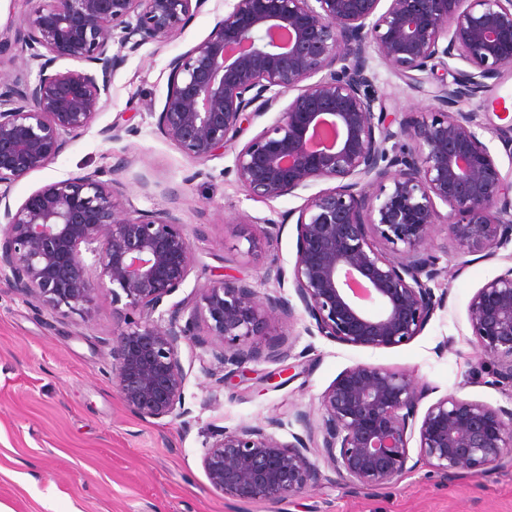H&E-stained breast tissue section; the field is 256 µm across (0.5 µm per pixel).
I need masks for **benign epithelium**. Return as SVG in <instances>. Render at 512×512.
I'll list each match as a JSON object with an SVG mask.
<instances>
[{"label":"benign epithelium","instance_id":"7a95c632","mask_svg":"<svg viewBox=\"0 0 512 512\" xmlns=\"http://www.w3.org/2000/svg\"><path fill=\"white\" fill-rule=\"evenodd\" d=\"M14 37L35 82H0V282L36 303L77 309L111 296L112 383L143 418L178 420L187 372L181 343L204 323L219 382L253 361L270 318H291L278 292L243 279L211 280L163 308L196 264L173 209L129 210L124 159L106 172L48 183L14 207L10 185L53 163L109 101L123 56L166 42L208 0H28ZM233 0L207 37L169 63L156 127L190 160L235 149L246 195L275 200L330 182L298 210L293 285L322 336L391 348L418 336L442 300L429 283L446 275L426 247L444 222L459 249L486 259L512 242V181L460 103L512 66V0ZM408 84L436 65L453 77L431 117L375 110L369 52ZM60 60L75 67L55 69ZM458 60L464 67H452ZM275 121L237 142L287 92ZM377 186L371 194L367 188ZM449 207L443 216L437 203ZM382 242L397 251L390 255ZM468 320L482 354L512 381V268L472 296ZM286 347L268 353L287 374ZM424 395L411 375L381 366L347 369L321 396L322 439L312 430L279 442L265 424L215 427L202 456L211 485L238 501L299 496L320 482L322 457L358 486L393 483L409 442L436 471L480 473L512 460V411L448 394L421 423Z\"/></svg>","mask_w":512,"mask_h":512}]
</instances>
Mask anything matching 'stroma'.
Instances as JSON below:
<instances>
[{
	"label": "stroma",
	"mask_w": 512,
	"mask_h": 512,
	"mask_svg": "<svg viewBox=\"0 0 512 512\" xmlns=\"http://www.w3.org/2000/svg\"><path fill=\"white\" fill-rule=\"evenodd\" d=\"M224 14V0H209L202 13L166 44L149 41L126 53L112 75L110 101L91 126L48 167L31 172L10 190L21 204L42 186L107 169L126 158L123 204L150 212L176 209L190 237L196 266L176 299L193 296L208 279L239 277L265 291L262 274L271 260L293 268L298 228L292 211L303 197L272 201L246 195L232 173L233 152L204 163L187 158L157 127L165 103L170 60L201 42ZM374 89L390 112H428L441 87L429 73L412 87L380 59H372ZM485 123L483 139L502 174L512 176V150L499 137L512 127V67L480 98L463 103ZM130 132L106 140L118 115ZM148 175L149 189L138 178ZM259 239L249 249L240 221ZM429 250L448 263L434 283L445 296L423 331L392 348L350 346L309 331L303 309L293 319L266 322L255 344L259 357L245 379L217 382L208 349L183 344L189 425L143 419L130 413L112 384L108 346L117 328L112 301L100 295L83 309L54 311L0 283V505L9 512H512V466L478 474L441 476L426 463L418 440L409 443L406 471L389 487L365 489L343 477L282 500L241 502L210 484L201 459L211 428L276 419L275 438L291 442L305 429L321 430L319 401L347 369L372 364L412 374L426 393L419 413L455 394L512 410V383L501 379L481 354L467 317L470 299L485 282L512 267V242L490 258L464 264L445 225H435ZM288 346L293 377L266 382L275 363L269 347ZM30 480H23V473Z\"/></svg>",
	"instance_id": "35a3bbf8"
}]
</instances>
